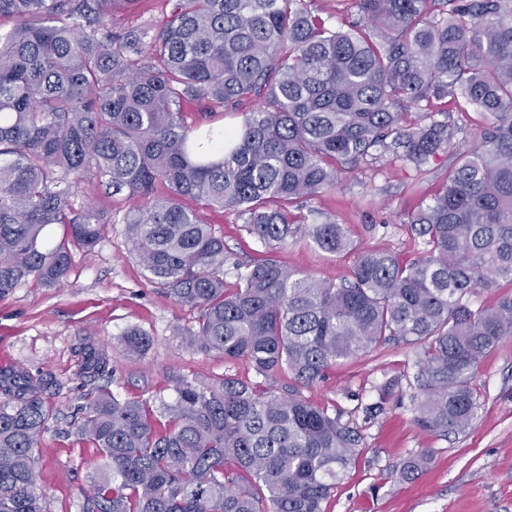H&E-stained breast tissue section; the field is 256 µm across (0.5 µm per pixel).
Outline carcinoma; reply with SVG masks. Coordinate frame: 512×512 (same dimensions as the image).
<instances>
[{
  "label": "carcinoma",
  "instance_id": "obj_1",
  "mask_svg": "<svg viewBox=\"0 0 512 512\" xmlns=\"http://www.w3.org/2000/svg\"><path fill=\"white\" fill-rule=\"evenodd\" d=\"M314 2L171 0L151 36L125 23L144 15L143 0H0L12 22L0 23V295L30 280L59 286L75 251L103 239V212L73 200L88 180L133 201L123 218L132 252L151 282L200 313L188 345L282 380L276 390L183 378L172 404L91 389L77 426L100 457L86 512H325L364 438L302 389L390 344L415 351L423 431L446 438L478 415L476 369L512 336V292L471 303L479 289L512 288V0H353L359 20L346 30ZM448 97L487 117L461 148L433 109ZM193 102L214 122L242 120L192 126ZM448 152L443 187L404 219L423 244L411 259L361 250L343 225L303 211L363 162L392 156L420 170ZM187 199L234 213L266 244L300 236L355 252L351 278L272 257L234 262ZM123 345L142 356L152 341L133 328ZM108 366L89 342L77 375ZM53 385L0 375V512H47L34 448ZM396 386L380 387L367 418ZM431 454L410 455L400 475Z\"/></svg>",
  "mask_w": 512,
  "mask_h": 512
}]
</instances>
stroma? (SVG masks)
<instances>
[{"label":"stroma","mask_w":512,"mask_h":512,"mask_svg":"<svg viewBox=\"0 0 512 512\" xmlns=\"http://www.w3.org/2000/svg\"><path fill=\"white\" fill-rule=\"evenodd\" d=\"M448 163L447 155H439L422 174L389 156L371 161L312 206L343 224L358 248L411 258L422 244L403 218L442 188ZM74 201L111 217L101 242L91 252L76 253L61 287L29 282L0 295V373H48L56 380L45 394L52 417L35 450L36 488L49 512H84L98 471L96 451L76 430L90 388L76 376L86 341L108 350L110 387L125 398L174 400L182 378H256L246 360L227 362L187 347L182 333L197 327L198 313L157 288L132 254L122 222L129 200L83 184ZM203 215L238 261L272 256L290 269L336 282L352 273L354 254L327 253L300 238L268 247L247 235L235 214L207 209ZM132 327L153 340L144 356L130 355L121 344ZM414 361L412 349L390 345L336 365L305 389L308 399L336 405L365 437L363 452L337 483L326 512H512V337L478 365L472 381L478 417L465 432L445 439L418 427L403 381L383 414L369 421L361 411L377 401L380 383L412 375ZM423 448L432 451L427 466L402 479L399 465Z\"/></svg>","instance_id":"obj_1"}]
</instances>
